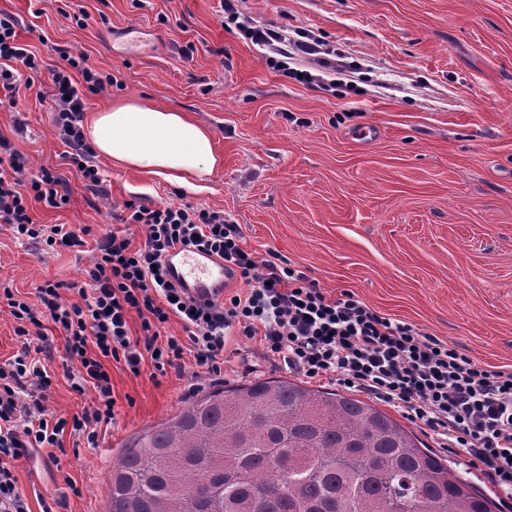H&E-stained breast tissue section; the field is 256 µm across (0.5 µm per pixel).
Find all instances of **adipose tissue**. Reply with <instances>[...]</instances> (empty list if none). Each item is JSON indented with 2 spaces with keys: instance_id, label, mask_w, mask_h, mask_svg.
<instances>
[{
  "instance_id": "obj_1",
  "label": "adipose tissue",
  "mask_w": 512,
  "mask_h": 512,
  "mask_svg": "<svg viewBox=\"0 0 512 512\" xmlns=\"http://www.w3.org/2000/svg\"><path fill=\"white\" fill-rule=\"evenodd\" d=\"M85 136L96 151L124 171L196 189L218 158L208 129L183 113L139 101L91 114Z\"/></svg>"
}]
</instances>
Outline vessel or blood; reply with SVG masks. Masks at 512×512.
Masks as SVG:
<instances>
[{"label":"vessel or blood","mask_w":512,"mask_h":512,"mask_svg":"<svg viewBox=\"0 0 512 512\" xmlns=\"http://www.w3.org/2000/svg\"><path fill=\"white\" fill-rule=\"evenodd\" d=\"M166 264L176 285L189 289L203 300L218 297L224 287L236 280L234 272L225 268L223 260L190 248L173 250Z\"/></svg>","instance_id":"1"}]
</instances>
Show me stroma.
<instances>
[{
    "label": "stroma",
    "instance_id": "1",
    "mask_svg": "<svg viewBox=\"0 0 512 512\" xmlns=\"http://www.w3.org/2000/svg\"><path fill=\"white\" fill-rule=\"evenodd\" d=\"M240 13L304 31L347 65L355 89L328 94L268 67L258 47L224 30L219 0H0L40 64L20 89L16 132L0 110V136L70 192L61 208L35 202L36 223L88 228L84 247L41 249L0 223V289L36 302L47 282L78 301L95 242L142 230L119 220L126 201L191 203L240 224L242 246L276 254L329 297L354 293L380 314L416 325L481 366H512V0H239ZM87 12V27L75 14ZM63 49L112 74L91 109L135 100L186 113L212 133L221 166L204 190L140 177L93 155L104 190L85 187L52 120L50 68ZM44 365L52 411L93 405L92 387L66 375L64 339ZM115 416L95 444L63 434L59 448L18 462L31 512L72 482L60 512H105L112 466L126 441L172 416L189 393L255 379L288 378L255 341L228 337L220 374L180 368L140 374L114 361Z\"/></svg>",
    "mask_w": 512,
    "mask_h": 512
}]
</instances>
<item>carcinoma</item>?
Returning <instances> with one entry per match:
<instances>
[{
  "label": "carcinoma",
  "mask_w": 512,
  "mask_h": 512,
  "mask_svg": "<svg viewBox=\"0 0 512 512\" xmlns=\"http://www.w3.org/2000/svg\"><path fill=\"white\" fill-rule=\"evenodd\" d=\"M496 512L373 403L283 378L209 389L132 436L107 512Z\"/></svg>",
  "instance_id": "cac0c4a2"
}]
</instances>
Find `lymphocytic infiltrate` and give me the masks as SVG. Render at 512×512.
Instances as JSON below:
<instances>
[{
  "mask_svg": "<svg viewBox=\"0 0 512 512\" xmlns=\"http://www.w3.org/2000/svg\"><path fill=\"white\" fill-rule=\"evenodd\" d=\"M221 9L244 39L265 50V62L282 76L298 78L317 89L332 88L341 61L330 58L320 43L292 38L282 28L240 19L232 0ZM18 22L0 13V109L18 112L16 78L37 71L36 57L19 43ZM306 56L313 72L298 73L287 62ZM61 65L49 69L53 122L79 178L90 187L102 177L90 165L93 149L83 133L87 96L112 84L88 64L86 54L61 51ZM84 88H77V81ZM51 208L67 204L59 180L49 171L31 175L22 157L0 137V223L13 233L45 244L76 247L79 231L61 224H37L30 201ZM122 221L143 229V239L105 234L97 243L79 288L80 302L63 301L59 284L38 289L40 308L5 291L10 315L17 321L21 349L0 364V512H30L15 475L19 460L42 448H57L64 432L95 442V428L114 417L111 378L105 359L139 373L143 362L162 372L177 367L192 351L200 373L221 370L224 345L233 332L259 337L289 372L338 385L382 400L412 421L433 431L438 447L465 457L469 467L505 495H512V368L489 370L416 325L397 321L349 292L331 298L317 283L287 263L256 259L241 246L240 225L220 211L189 203L148 206L125 204ZM190 247L224 260L245 286L244 291L201 300L177 287L165 265L176 248ZM140 319L132 336L129 317ZM50 318L64 338L65 354L76 365L79 383L91 385L98 399L82 413L66 418L48 402L52 381L38 361L52 342L41 332ZM178 319L184 336H162L170 319Z\"/></svg>",
  "mask_w": 512,
  "mask_h": 512,
  "instance_id": "obj_1",
  "label": "lymphocytic infiltrate"
}]
</instances>
